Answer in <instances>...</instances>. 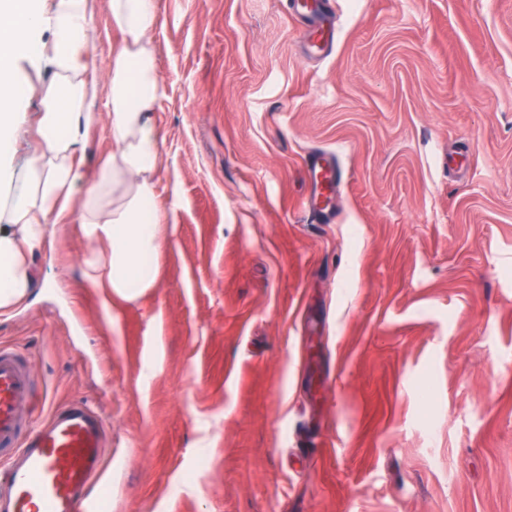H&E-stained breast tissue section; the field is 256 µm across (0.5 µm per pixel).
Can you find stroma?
<instances>
[{"instance_id": "1", "label": "stroma", "mask_w": 512, "mask_h": 512, "mask_svg": "<svg viewBox=\"0 0 512 512\" xmlns=\"http://www.w3.org/2000/svg\"><path fill=\"white\" fill-rule=\"evenodd\" d=\"M156 4L155 287L88 284L72 224L0 310L47 408L105 416V512H512V0H323L324 58L284 0ZM16 68L0 224L59 79ZM306 164L313 180L312 200L308 201L309 214L313 221H322L330 217L325 200L336 190L340 175L332 158L326 154L311 155Z\"/></svg>"}]
</instances>
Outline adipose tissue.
Listing matches in <instances>:
<instances>
[{
  "instance_id": "adipose-tissue-1",
  "label": "adipose tissue",
  "mask_w": 512,
  "mask_h": 512,
  "mask_svg": "<svg viewBox=\"0 0 512 512\" xmlns=\"http://www.w3.org/2000/svg\"><path fill=\"white\" fill-rule=\"evenodd\" d=\"M0 0V160L13 152L21 128L22 87L16 63L27 57L50 63L59 83L45 91L48 110L39 133L42 148L28 162L27 188L9 223L0 225V309L24 299L34 284L32 256L50 225L78 222L88 241H103L107 252L90 250L84 276L126 301L153 288L168 216L154 177L159 164V132L151 120L166 95L151 39L157 24L156 0H108L121 48L108 62L106 113L90 108L98 82L88 74L96 43L91 0ZM50 30V42L40 33ZM107 121L112 153L94 171L81 203L73 195L79 172L76 154L87 133Z\"/></svg>"
}]
</instances>
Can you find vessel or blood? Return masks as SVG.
<instances>
[{"instance_id":"vessel-or-blood-1","label":"vessel or blood","mask_w":512,"mask_h":512,"mask_svg":"<svg viewBox=\"0 0 512 512\" xmlns=\"http://www.w3.org/2000/svg\"><path fill=\"white\" fill-rule=\"evenodd\" d=\"M308 23L310 47L325 51L336 28L318 0H293ZM313 220L329 213L325 201L340 175L331 157L309 156ZM32 375L20 356L0 345V512H103L111 481L104 468L106 422L84 401L54 408L34 430L22 427L26 406L34 405Z\"/></svg>"}]
</instances>
